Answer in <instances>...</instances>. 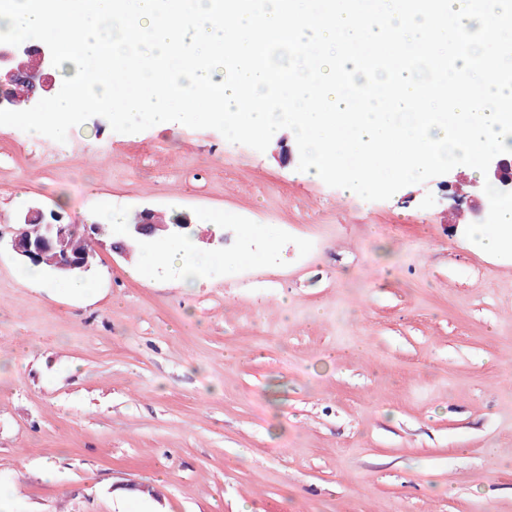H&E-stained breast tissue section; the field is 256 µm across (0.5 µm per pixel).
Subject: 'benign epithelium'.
<instances>
[{
	"label": "benign epithelium",
	"mask_w": 512,
	"mask_h": 512,
	"mask_svg": "<svg viewBox=\"0 0 512 512\" xmlns=\"http://www.w3.org/2000/svg\"><path fill=\"white\" fill-rule=\"evenodd\" d=\"M55 67L44 44L19 46L0 45V85L9 82L26 88V105L34 106L55 90ZM487 178L497 189L512 191V159L495 157L490 163ZM16 223L27 225L23 236L13 234L10 251L22 261L43 265L51 275L76 276L94 267L95 253L88 252L72 258L68 255L67 239L71 223L63 215L44 212L26 205L15 216ZM131 232L143 239L172 234L168 226H160L154 219V210L145 208L136 214Z\"/></svg>",
	"instance_id": "obj_1"
}]
</instances>
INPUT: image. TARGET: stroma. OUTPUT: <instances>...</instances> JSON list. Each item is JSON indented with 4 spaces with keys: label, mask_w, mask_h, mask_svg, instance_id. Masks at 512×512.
<instances>
[{
    "label": "stroma",
    "mask_w": 512,
    "mask_h": 512,
    "mask_svg": "<svg viewBox=\"0 0 512 512\" xmlns=\"http://www.w3.org/2000/svg\"><path fill=\"white\" fill-rule=\"evenodd\" d=\"M87 125L0 127L1 237L104 198L232 216L226 261L146 283L96 241L89 299L0 251V512H512V259L464 236L469 171L347 199L286 135Z\"/></svg>",
    "instance_id": "1"
}]
</instances>
